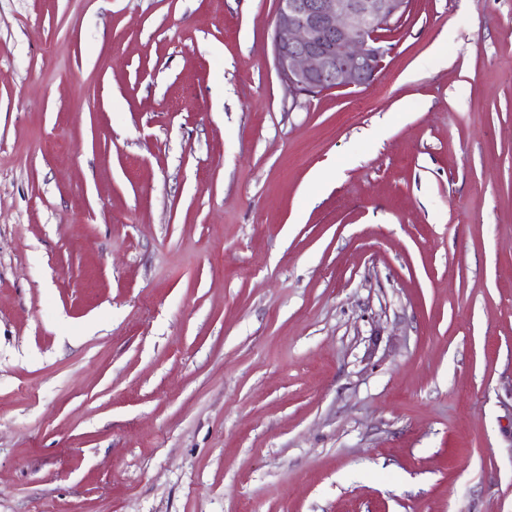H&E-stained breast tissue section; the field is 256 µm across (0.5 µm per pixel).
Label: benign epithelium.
Segmentation results:
<instances>
[{"mask_svg":"<svg viewBox=\"0 0 512 512\" xmlns=\"http://www.w3.org/2000/svg\"><path fill=\"white\" fill-rule=\"evenodd\" d=\"M409 0H279L273 35L281 81L297 95L372 82L387 49L380 30Z\"/></svg>","mask_w":512,"mask_h":512,"instance_id":"7a95c632","label":"benign epithelium"}]
</instances>
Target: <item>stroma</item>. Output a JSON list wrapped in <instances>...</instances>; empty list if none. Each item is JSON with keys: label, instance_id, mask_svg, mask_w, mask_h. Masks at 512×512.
I'll list each match as a JSON object with an SVG mask.
<instances>
[{"label": "stroma", "instance_id": "obj_1", "mask_svg": "<svg viewBox=\"0 0 512 512\" xmlns=\"http://www.w3.org/2000/svg\"><path fill=\"white\" fill-rule=\"evenodd\" d=\"M277 5L0 0V512H512V0ZM409 0H279L273 35L281 81L297 95L372 82L388 49L379 30Z\"/></svg>", "mask_w": 512, "mask_h": 512}]
</instances>
